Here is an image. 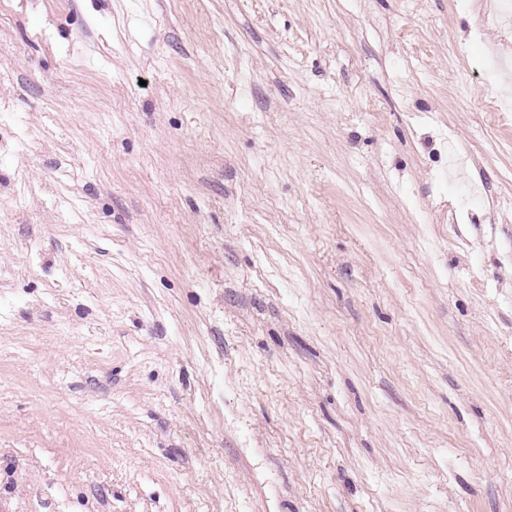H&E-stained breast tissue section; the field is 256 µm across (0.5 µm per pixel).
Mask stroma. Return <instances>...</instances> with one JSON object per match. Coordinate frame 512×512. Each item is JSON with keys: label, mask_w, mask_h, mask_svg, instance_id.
Segmentation results:
<instances>
[{"label": "stroma", "mask_w": 512, "mask_h": 512, "mask_svg": "<svg viewBox=\"0 0 512 512\" xmlns=\"http://www.w3.org/2000/svg\"><path fill=\"white\" fill-rule=\"evenodd\" d=\"M510 40L0 0V512H512Z\"/></svg>", "instance_id": "obj_1"}]
</instances>
